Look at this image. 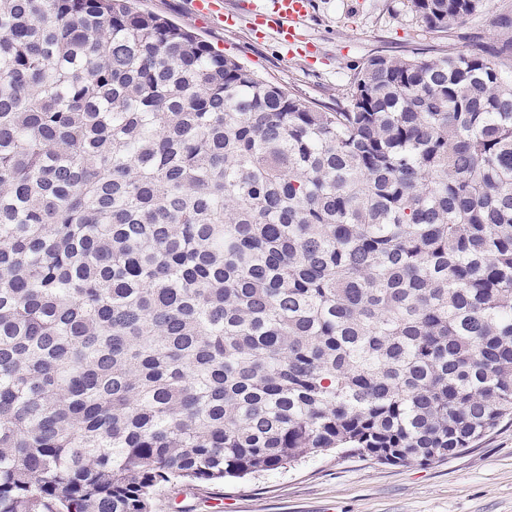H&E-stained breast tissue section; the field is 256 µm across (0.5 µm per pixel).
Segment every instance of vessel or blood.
Listing matches in <instances>:
<instances>
[{
	"mask_svg": "<svg viewBox=\"0 0 512 512\" xmlns=\"http://www.w3.org/2000/svg\"><path fill=\"white\" fill-rule=\"evenodd\" d=\"M313 8L314 0H236L229 10L223 0H191V9L200 19H215L230 26L238 16H249L256 40L275 38L291 52L300 51V30Z\"/></svg>",
	"mask_w": 512,
	"mask_h": 512,
	"instance_id": "1",
	"label": "vessel or blood"
}]
</instances>
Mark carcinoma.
I'll list each match as a JSON object with an SVG mask.
<instances>
[{
  "label": "carcinoma",
  "mask_w": 512,
  "mask_h": 512,
  "mask_svg": "<svg viewBox=\"0 0 512 512\" xmlns=\"http://www.w3.org/2000/svg\"><path fill=\"white\" fill-rule=\"evenodd\" d=\"M484 5L407 0L444 34ZM501 26L331 108L131 0H0V512L444 461L511 414Z\"/></svg>",
  "instance_id": "cac0c4a2"
}]
</instances>
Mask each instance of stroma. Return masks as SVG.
I'll use <instances>...</instances> for the list:
<instances>
[{
    "mask_svg": "<svg viewBox=\"0 0 512 512\" xmlns=\"http://www.w3.org/2000/svg\"><path fill=\"white\" fill-rule=\"evenodd\" d=\"M306 99L335 106L353 70L369 56L451 45L493 50L499 14L512 0H488L449 36L428 30L405 0H314L303 28L316 53L291 56L274 38L256 42L248 18L226 27L192 16L189 0H139ZM155 512H512V421L503 420L468 451L426 465L396 466L331 451L292 466L224 484L174 483L155 496Z\"/></svg>",
    "mask_w": 512,
    "mask_h": 512,
    "instance_id": "1",
    "label": "stroma"
}]
</instances>
